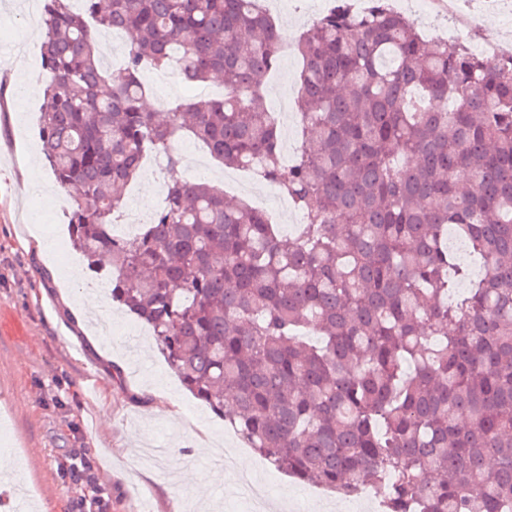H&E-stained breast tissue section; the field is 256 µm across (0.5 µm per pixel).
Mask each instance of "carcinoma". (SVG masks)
Masks as SVG:
<instances>
[{"instance_id":"cac0c4a2","label":"carcinoma","mask_w":512,"mask_h":512,"mask_svg":"<svg viewBox=\"0 0 512 512\" xmlns=\"http://www.w3.org/2000/svg\"><path fill=\"white\" fill-rule=\"evenodd\" d=\"M39 133L68 225L112 301L151 328L185 388L277 470L381 512H512V60L429 43L392 0H335L297 49L288 167L265 81L281 33L259 0H42ZM121 30L123 68L98 37ZM218 78L170 106L143 74ZM277 185L306 223L180 178L175 140ZM166 158L165 205L113 234L141 159ZM480 259L448 304L462 256Z\"/></svg>"}]
</instances>
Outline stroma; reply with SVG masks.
I'll return each mask as SVG.
<instances>
[{
  "label": "stroma",
  "mask_w": 512,
  "mask_h": 512,
  "mask_svg": "<svg viewBox=\"0 0 512 512\" xmlns=\"http://www.w3.org/2000/svg\"><path fill=\"white\" fill-rule=\"evenodd\" d=\"M270 14L288 40L310 25L313 0ZM41 34L22 0H0V411L9 443L22 450L19 484L35 487L37 512H327L323 488L297 482L245 445L234 430L194 399L168 368L148 329L111 300L68 244V192L54 182L39 147L41 92L15 90L26 74H41ZM301 58L282 52L268 78L266 104L281 132V154L291 161L304 139L295 111ZM180 176L224 185L225 170L200 142L181 138ZM32 163L45 191L22 184L19 166ZM46 241L64 239L61 256L25 244L28 220ZM98 293L102 308L87 309ZM9 443H0V454ZM223 449L219 459L201 455ZM88 459L93 482L63 477L64 467ZM247 474L268 489L266 506L242 494Z\"/></svg>",
  "instance_id": "35a3bbf8"
}]
</instances>
